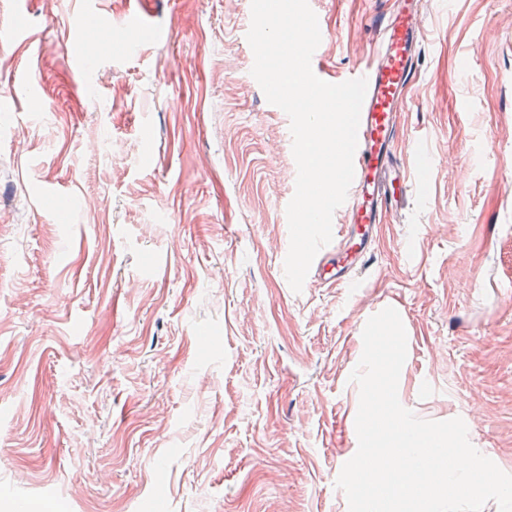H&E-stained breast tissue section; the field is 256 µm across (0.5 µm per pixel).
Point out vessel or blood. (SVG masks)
I'll return each mask as SVG.
<instances>
[{
    "label": "vessel or blood",
    "mask_w": 512,
    "mask_h": 512,
    "mask_svg": "<svg viewBox=\"0 0 512 512\" xmlns=\"http://www.w3.org/2000/svg\"><path fill=\"white\" fill-rule=\"evenodd\" d=\"M431 0H394L378 24L375 51L359 76L367 80L360 112L354 180L344 203L349 222L333 248L319 252L307 280L328 286L345 284L367 269L385 213L399 208L414 191V179L399 163L395 146L401 111L418 74L419 46Z\"/></svg>",
    "instance_id": "1"
}]
</instances>
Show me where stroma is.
I'll return each instance as SVG.
<instances>
[{
	"instance_id": "obj_1",
	"label": "stroma",
	"mask_w": 512,
	"mask_h": 512,
	"mask_svg": "<svg viewBox=\"0 0 512 512\" xmlns=\"http://www.w3.org/2000/svg\"><path fill=\"white\" fill-rule=\"evenodd\" d=\"M322 80L391 0H309ZM0 512H349L367 320L398 397L512 474V0H435L399 117L419 189L294 292L290 120L251 0H0Z\"/></svg>"
}]
</instances>
